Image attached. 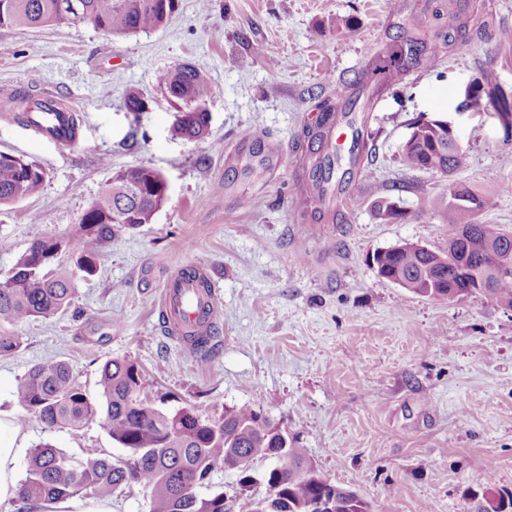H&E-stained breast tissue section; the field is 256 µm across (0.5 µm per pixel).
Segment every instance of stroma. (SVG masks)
I'll list each match as a JSON object with an SVG mask.
<instances>
[{
	"instance_id": "obj_1",
	"label": "stroma",
	"mask_w": 512,
	"mask_h": 512,
	"mask_svg": "<svg viewBox=\"0 0 512 512\" xmlns=\"http://www.w3.org/2000/svg\"><path fill=\"white\" fill-rule=\"evenodd\" d=\"M472 19L468 39L357 113L365 146L325 219H300L291 196L296 148L323 101L400 31L434 38L448 4ZM181 0L161 27L117 36L89 24L0 27V151L42 164L41 192L0 207V275L38 237L70 232L114 170L147 166L168 183L151 223L116 232L95 275H73L67 311L18 323L0 356V411L25 448L49 443L84 456L123 457L100 420L77 431L26 418L16 387L37 362L66 361L90 399L109 360L135 361L150 400L202 417L250 405L297 436L320 473L379 512H475L472 473L512 493V309L476 296L430 299L379 277L375 252L414 242L448 249V218L429 206L450 182L490 203L475 220L512 228V139L496 113L463 110L478 70L512 103V0ZM354 17L352 30L332 31ZM421 28H414V21ZM182 63L205 71L210 134L173 132L157 84ZM146 108L125 107L130 91ZM52 92L74 106L78 142L64 148L18 123L7 103ZM454 123L465 153L452 175L405 166L416 120ZM353 127V128H356ZM347 124L339 135H351ZM392 200L399 221L378 215ZM206 267L219 323L204 356L171 338L155 301L169 274Z\"/></svg>"
}]
</instances>
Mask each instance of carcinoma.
<instances>
[{"mask_svg":"<svg viewBox=\"0 0 512 512\" xmlns=\"http://www.w3.org/2000/svg\"><path fill=\"white\" fill-rule=\"evenodd\" d=\"M63 0H0V26L32 28L61 22ZM77 12L71 23H90L107 34H135L162 26L179 7V0H73ZM467 20L448 6V32L439 42L429 43L413 36H397L386 52L369 61L365 79L349 86L346 106L353 111L368 108L375 99L408 71L406 63L380 66L386 57L404 54L412 65H427L440 49L451 46L456 35L466 30ZM481 82L469 107L481 112L489 107L509 111L499 95L497 80L480 72ZM159 84L178 108L175 135L202 140L209 132L211 97L207 75L190 63L162 73ZM329 127L347 117L336 105L318 106ZM304 156L309 160L308 179L312 189L294 198L295 209L307 214L335 194L336 170L340 159L329 148L328 131L304 139ZM406 165L413 169L446 174L458 170L464 152L453 150L441 127L420 119L402 148ZM47 172L39 164L0 152V206L38 194ZM167 181L159 171L146 166H129L112 172L98 199L83 213L75 230L66 236L34 239L18 257L10 272L0 277V355L15 351L19 337L12 327L22 321L56 315L71 304L72 271L54 265L66 253L74 266L87 275L98 270V259L121 229L152 223L167 200ZM487 207V199L459 183L432 200L448 213V250L467 256L468 271L442 261L437 251L419 252L391 246L374 254L378 269L402 281L410 292L434 299L448 293L454 300L472 297L469 284L478 278L491 285L492 299L512 309V272L496 275L497 259L512 252V230L496 224H476L472 214L459 206L462 200ZM100 399L92 402L75 381L70 365L63 360L34 365L17 386L24 410L47 427L79 430L89 421H103L112 441L126 451L121 458L88 455L78 459L47 443L30 449L26 475L20 480V498L54 502L88 491L97 498L110 497L118 489L139 485L149 491V512H226L224 493L198 494L214 469L236 455L242 464L234 470L237 488L234 512H258L251 477L259 461L275 460L278 450L286 458L263 472L267 483L277 488V498L262 506L263 512H375L371 503L356 492L329 482L319 472L294 436L279 431L269 416L248 405L224 410L215 419L200 417L193 408L165 411L155 407L145 393L144 378L132 360L112 359L101 368ZM473 480L486 491L479 512H512V496H496L491 478L476 474Z\"/></svg>","mask_w":512,"mask_h":512,"instance_id":"carcinoma-1","label":"carcinoma"}]
</instances>
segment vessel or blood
I'll return each mask as SVG.
<instances>
[{"label":"vessel or blood","instance_id":"obj_1","mask_svg":"<svg viewBox=\"0 0 512 512\" xmlns=\"http://www.w3.org/2000/svg\"><path fill=\"white\" fill-rule=\"evenodd\" d=\"M31 125L38 132L55 127L53 142L69 147L76 142V130L70 124L69 113L58 115L36 114ZM204 268H195L193 273L175 270L167 278L158 297L160 316L169 334L187 350H194V339L213 335L218 321L215 291H203L201 283L207 280Z\"/></svg>","mask_w":512,"mask_h":512}]
</instances>
